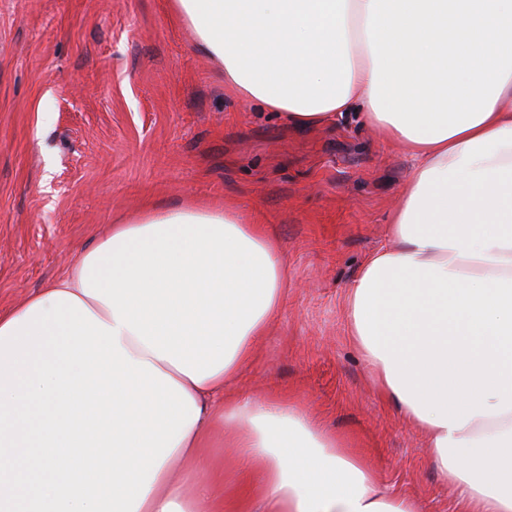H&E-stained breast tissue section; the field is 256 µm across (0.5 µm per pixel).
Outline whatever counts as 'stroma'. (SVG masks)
<instances>
[{"instance_id": "1", "label": "stroma", "mask_w": 512, "mask_h": 512, "mask_svg": "<svg viewBox=\"0 0 512 512\" xmlns=\"http://www.w3.org/2000/svg\"><path fill=\"white\" fill-rule=\"evenodd\" d=\"M216 69L168 0H0V312L64 277L118 219L237 205L277 239L288 287L236 389L294 395L390 493L462 512L346 317L349 286L391 244L410 155L351 113L286 127Z\"/></svg>"}]
</instances>
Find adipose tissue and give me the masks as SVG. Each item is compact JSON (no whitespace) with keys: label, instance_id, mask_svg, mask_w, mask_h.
<instances>
[{"label":"adipose tissue","instance_id":"obj_1","mask_svg":"<svg viewBox=\"0 0 512 512\" xmlns=\"http://www.w3.org/2000/svg\"><path fill=\"white\" fill-rule=\"evenodd\" d=\"M224 87L310 129L345 113L406 150L413 174L393 214L392 245L347 295L350 336L385 397L423 432L465 512H512V0H170ZM178 216L226 222L273 264L271 302L232 360L194 382L122 331L131 358L182 386L200 411L157 468L138 512H229L244 494L261 512H419L382 490L361 456L296 401L227 396L277 315L278 242L237 206L149 209L111 235ZM83 260L38 294L85 296ZM243 467L201 475L214 425Z\"/></svg>","mask_w":512,"mask_h":512}]
</instances>
